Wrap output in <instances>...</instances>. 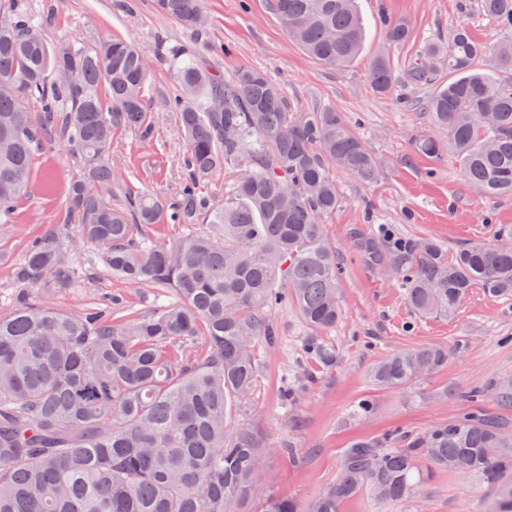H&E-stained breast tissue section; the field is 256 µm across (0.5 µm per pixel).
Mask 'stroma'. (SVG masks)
Listing matches in <instances>:
<instances>
[{
	"label": "stroma",
	"mask_w": 512,
	"mask_h": 512,
	"mask_svg": "<svg viewBox=\"0 0 512 512\" xmlns=\"http://www.w3.org/2000/svg\"><path fill=\"white\" fill-rule=\"evenodd\" d=\"M39 9L50 40L72 39L92 45L115 36L131 39L155 55L159 43H185L196 48L204 64L224 79L242 67L265 71L285 90L288 108L309 112L332 108L365 141L379 175L362 184L337 174L342 201L322 217L328 241L337 252L341 275L338 289L342 317L322 341L336 352L324 364L312 358L304 343L310 329L294 306L272 314L279 336L275 343L255 347L254 390L241 404L237 420L259 427L268 446L265 477L254 502L279 495L307 502L335 484L343 448L358 438L381 439L396 429L420 433L467 412L464 391L485 390L483 407L512 419V407L500 405L494 382L512 379V300L472 288L451 318H417L405 291L385 279L364 247L374 242L389 247L418 238H432L445 249L471 243H493L503 227H512V198L494 199L470 189L457 162L446 155L435 160L415 152L413 139L428 129L427 112L411 103L429 96V89L396 84L391 94L378 95L369 63L385 39L380 14L406 19L409 43L392 48L404 65L427 40L447 35L458 24L470 26L479 40L494 45L502 32L476 9V0H360L365 41L360 56L346 69H329L308 57L287 35L269 0H205L208 17L202 36L158 13L154 0H19ZM175 86L173 69L156 59L148 77L153 135L136 140L119 135L112 154L121 171L113 203L128 190H147L172 198L183 177L186 144L178 133L176 113L160 100ZM81 168L62 143L36 154L31 192L23 198L11 223L0 224V312L8 310L20 289L15 269L32 241L57 223L69 182ZM81 276L73 288L52 295L58 307L80 312L86 303L123 300L126 311H149L155 296L112 278L95 249L71 253ZM438 344L449 351L448 364L408 386L384 389L372 379L384 356L410 347ZM371 400L373 412L362 417L355 409ZM294 449L285 456L283 446ZM490 490L479 475L432 470L414 501L389 512H486Z\"/></svg>",
	"instance_id": "obj_1"
}]
</instances>
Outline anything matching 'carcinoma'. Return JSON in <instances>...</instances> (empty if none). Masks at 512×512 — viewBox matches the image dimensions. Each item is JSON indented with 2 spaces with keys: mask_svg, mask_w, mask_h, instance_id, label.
<instances>
[{
  "mask_svg": "<svg viewBox=\"0 0 512 512\" xmlns=\"http://www.w3.org/2000/svg\"><path fill=\"white\" fill-rule=\"evenodd\" d=\"M478 2L506 40L489 46L459 24L400 70L389 48L412 30L383 14L387 48L370 76L380 95L398 80L433 87L424 103L432 129L417 135L415 150L447 153L477 192L511 197L512 0ZM154 4L185 26L205 24L203 0ZM271 8L319 64L342 70L360 53L358 0H271ZM158 56L176 74L177 92L164 105L188 145L186 177L173 202L139 191L116 206L112 140L129 131L150 139L152 60L120 37L50 42L39 15L0 0V221L27 194L46 132L82 162L62 221L28 246L15 272L22 291L0 313V512H232L265 473L260 429L234 422L232 412L252 394L256 344L278 336L272 312L293 304L314 332L306 352L323 363L336 358L318 337L341 316L339 262L320 218L341 203L334 171L372 183L374 156L336 110L289 111L281 85L260 70L245 67L226 81L186 44L162 45ZM223 171L233 174L228 203L200 188ZM204 220L218 230L198 231ZM156 224L183 232L145 233ZM73 247L96 248L112 277L152 289L154 308L122 318L97 302L78 313L56 307L48 296L78 277ZM366 251L420 317L454 315L475 286L512 299L509 227L495 244L451 253L430 238ZM447 363L441 345L399 350L376 364L373 379L400 388ZM482 397L471 389L474 409L423 434L351 442L335 485L305 505L269 496L260 512H338L363 492L390 507L422 490L426 461L482 476L494 491L487 512H512V455L495 453L512 447V425L478 408Z\"/></svg>",
  "mask_w": 512,
  "mask_h": 512,
  "instance_id": "carcinoma-1",
  "label": "carcinoma"
}]
</instances>
